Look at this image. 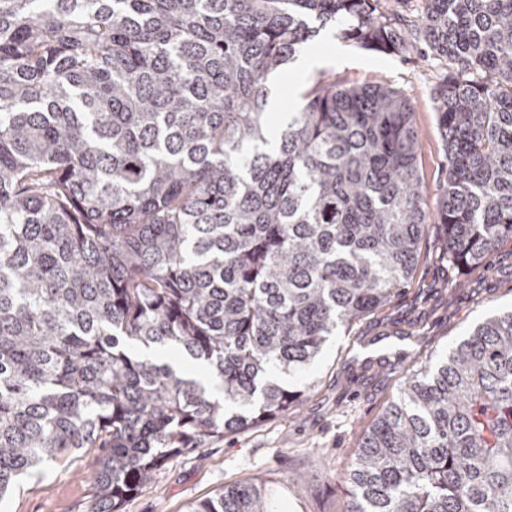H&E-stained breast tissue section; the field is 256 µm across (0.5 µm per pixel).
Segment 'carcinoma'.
Segmentation results:
<instances>
[{"label":"carcinoma","instance_id":"obj_1","mask_svg":"<svg viewBox=\"0 0 512 512\" xmlns=\"http://www.w3.org/2000/svg\"><path fill=\"white\" fill-rule=\"evenodd\" d=\"M0 0V499L100 448L96 512L170 458L288 414L336 331L411 282L429 217L408 96L267 78L327 26L449 70L456 261L512 239V0ZM144 345L205 367L223 399ZM349 512H512V311L419 363L344 475ZM264 477L190 512H276ZM382 10H388L390 15L403 18L406 20H413L424 6L422 0H382Z\"/></svg>","mask_w":512,"mask_h":512}]
</instances>
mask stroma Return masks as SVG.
Segmentation results:
<instances>
[{
    "instance_id": "35a3bbf8",
    "label": "stroma",
    "mask_w": 512,
    "mask_h": 512,
    "mask_svg": "<svg viewBox=\"0 0 512 512\" xmlns=\"http://www.w3.org/2000/svg\"><path fill=\"white\" fill-rule=\"evenodd\" d=\"M338 49L344 55L323 66L326 77L346 86L387 85L409 96L428 187L424 207L436 213L448 160L434 98L447 68L418 49L400 55L362 49L342 39L335 26L322 30L309 47L317 55ZM313 82L312 75L289 67L275 75L270 86L280 111H293ZM510 309L512 242L483 264L462 267L443 256L440 229L431 225L410 285L390 305L331 338L320 360L294 381L307 389L298 406L173 457L121 512H187L225 485L256 476L270 480L281 512H347L342 474L409 368L443 354L486 317ZM97 455V449L84 448L64 463L47 464L0 500V512H94L90 473Z\"/></svg>"
}]
</instances>
